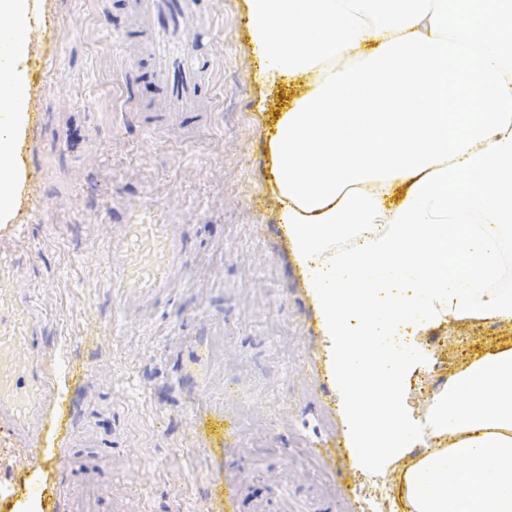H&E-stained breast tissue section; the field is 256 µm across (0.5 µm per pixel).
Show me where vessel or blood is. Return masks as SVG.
I'll return each mask as SVG.
<instances>
[{"mask_svg":"<svg viewBox=\"0 0 512 512\" xmlns=\"http://www.w3.org/2000/svg\"><path fill=\"white\" fill-rule=\"evenodd\" d=\"M130 15L127 36L136 44L129 71L131 85L149 84L156 92L152 112L163 127L190 132L201 118L199 104L208 89L214 60L198 53L190 39L201 26L202 0H124ZM188 247L184 234L171 224H124L112 240L120 262L112 268L117 288L157 295L171 286ZM16 267L0 256V426L28 439L30 464L42 471L56 470L53 456L37 446L46 426L71 437L73 418L66 415L53 377L46 367L34 325L30 295L7 287ZM67 512H107L100 486L68 502Z\"/></svg>","mask_w":512,"mask_h":512,"instance_id":"obj_1","label":"vessel or blood"}]
</instances>
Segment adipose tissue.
Listing matches in <instances>:
<instances>
[{"mask_svg": "<svg viewBox=\"0 0 512 512\" xmlns=\"http://www.w3.org/2000/svg\"><path fill=\"white\" fill-rule=\"evenodd\" d=\"M244 0L248 47L279 112L267 157L297 265L336 342L352 457L403 463L410 512H512V343L449 377L416 425L393 338L452 316L512 324V0ZM43 0H0V224L27 179L32 25Z\"/></svg>", "mask_w": 512, "mask_h": 512, "instance_id": "obj_1", "label": "adipose tissue"}]
</instances>
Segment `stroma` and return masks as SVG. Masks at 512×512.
Wrapping results in <instances>:
<instances>
[{
    "instance_id": "obj_1",
    "label": "stroma",
    "mask_w": 512,
    "mask_h": 512,
    "mask_svg": "<svg viewBox=\"0 0 512 512\" xmlns=\"http://www.w3.org/2000/svg\"><path fill=\"white\" fill-rule=\"evenodd\" d=\"M54 27H32L28 180L0 254L10 287L43 311L51 372L71 379L74 436H44L62 469L95 465L112 512H251L287 488L314 512H343L365 480L349 448L342 478L307 451L346 438L329 343L279 222L267 138L298 86L267 89L246 50L243 0H207L193 39L217 60L201 121L155 135L129 109L133 56L121 9L46 0ZM177 224L189 249L164 294L144 300L111 284L120 225ZM416 340L422 387H406L413 420L443 378L512 341V326L433 323ZM104 454L86 458L84 449ZM27 445L0 428V512H50Z\"/></svg>"
}]
</instances>
